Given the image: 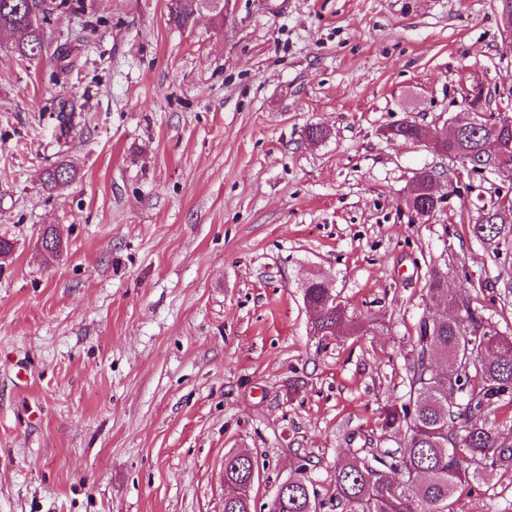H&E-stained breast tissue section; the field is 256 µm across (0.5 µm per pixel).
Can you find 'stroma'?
Listing matches in <instances>:
<instances>
[{
  "label": "stroma",
  "mask_w": 512,
  "mask_h": 512,
  "mask_svg": "<svg viewBox=\"0 0 512 512\" xmlns=\"http://www.w3.org/2000/svg\"><path fill=\"white\" fill-rule=\"evenodd\" d=\"M84 6L38 58L0 37V512H224L240 451L255 512L301 473L330 499L349 450L396 445L380 413L410 398L431 272L512 335V246L469 232L512 172L449 182L430 143L472 87L512 111L498 0H230L190 29L169 0ZM407 121L428 141L386 137ZM62 161L75 179L46 190ZM424 170L444 199L421 218ZM314 275L355 334L313 333ZM453 510L512 512V470Z\"/></svg>",
  "instance_id": "1"
}]
</instances>
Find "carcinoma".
I'll list each match as a JSON object with an SVG mask.
<instances>
[{
	"label": "carcinoma",
	"mask_w": 512,
	"mask_h": 512,
	"mask_svg": "<svg viewBox=\"0 0 512 512\" xmlns=\"http://www.w3.org/2000/svg\"><path fill=\"white\" fill-rule=\"evenodd\" d=\"M56 10L75 12L77 6L74 0H0V34L13 39L21 57L34 59L46 48L45 25ZM194 16L188 3L170 11V21L181 29L192 27ZM423 133L407 122L397 126L393 138L413 141ZM496 137L473 125L460 141H448V156L465 153L471 166L490 170ZM75 176V169L61 162L46 171L44 185L58 190ZM469 229L484 243L499 245L512 237V225L498 222L491 211ZM41 244L52 258L63 252L53 227L44 229ZM322 283L319 277L308 278L303 300L321 310L318 328L332 336L352 319ZM428 297L409 367L415 399L382 411V431L404 433V446L356 450L336 466L335 494L327 501L308 478L288 479V487L277 488L284 493L278 498L279 512H322L326 507L338 512H454L453 498L461 488L512 469V444L484 419L505 403L512 406V336L492 332L471 301L448 293L436 272ZM251 469L243 454L224 456V512H251Z\"/></svg>",
	"instance_id": "obj_1"
}]
</instances>
